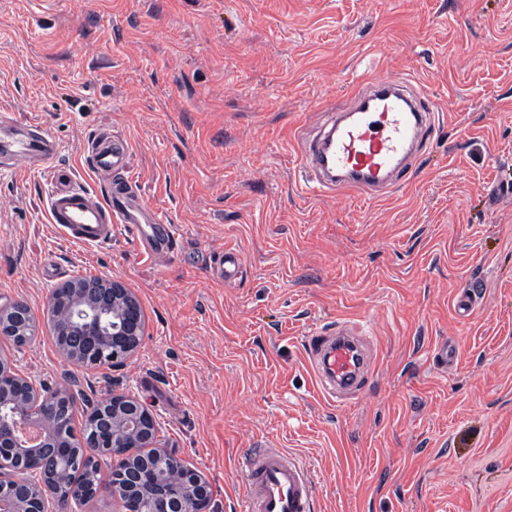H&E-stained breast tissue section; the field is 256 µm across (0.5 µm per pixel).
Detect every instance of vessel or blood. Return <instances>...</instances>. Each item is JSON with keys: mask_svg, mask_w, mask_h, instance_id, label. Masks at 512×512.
Returning <instances> with one entry per match:
<instances>
[{"mask_svg": "<svg viewBox=\"0 0 512 512\" xmlns=\"http://www.w3.org/2000/svg\"><path fill=\"white\" fill-rule=\"evenodd\" d=\"M351 118L334 120L319 138L298 146L303 168L314 175L318 190L357 189L372 193L396 185L409 170L423 136L439 119L433 104L407 95L394 78L370 81L350 104ZM8 112L0 126H20ZM21 137L0 144L14 171H35L37 163L53 161L59 148L36 122L28 121ZM86 162L101 180L129 169L128 145L111 133L99 132L87 141ZM49 222L68 240L103 247L111 244L116 225L129 227L148 255L162 256L173 248L175 227L140 200L133 181L123 192L106 189L96 198L82 186L57 189L47 198ZM306 355L327 399L361 393L374 374L375 359L362 326L339 321L305 338ZM244 476V512H312L313 485L308 468L281 449L267 444L246 451L240 462Z\"/></svg>", "mask_w": 512, "mask_h": 512, "instance_id": "1", "label": "vessel or blood"}]
</instances>
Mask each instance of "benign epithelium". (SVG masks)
<instances>
[{
    "label": "benign epithelium",
    "mask_w": 512,
    "mask_h": 512,
    "mask_svg": "<svg viewBox=\"0 0 512 512\" xmlns=\"http://www.w3.org/2000/svg\"><path fill=\"white\" fill-rule=\"evenodd\" d=\"M75 297L69 316L57 325L60 336L70 337L71 353L112 350L110 362L131 356L145 332V317L136 298L116 280L103 278L72 282ZM28 397L10 409L0 400V512H45L42 483L29 477V458L40 455L39 477L51 476L59 512L101 492L116 491L112 479L131 489L152 487L143 504L121 497L123 512H210L208 481L180 456L161 450L159 427L153 413L134 398L109 392L91 399L73 384L50 387L16 376ZM83 418L76 435L74 416ZM77 447L97 459L113 460L111 476L84 481L59 469L60 459ZM148 450L151 462L126 469L130 458Z\"/></svg>",
    "instance_id": "1"
}]
</instances>
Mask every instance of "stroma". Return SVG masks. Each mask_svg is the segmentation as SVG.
Returning a JSON list of instances; mask_svg holds the SVG:
<instances>
[{
  "instance_id": "obj_1",
  "label": "stroma",
  "mask_w": 512,
  "mask_h": 512,
  "mask_svg": "<svg viewBox=\"0 0 512 512\" xmlns=\"http://www.w3.org/2000/svg\"><path fill=\"white\" fill-rule=\"evenodd\" d=\"M391 76L442 110L415 166L375 198L310 191L298 141ZM1 112L61 151L0 170V304L36 321L23 348L0 336L20 373L136 398L213 512H244L238 460L260 441L310 467L315 512H512V0H0ZM102 127L176 224L169 256L120 225L93 247L49 223L51 188L101 191L84 143ZM227 248L231 284L214 273ZM90 276L146 319L109 371L63 356L49 324L51 292ZM340 318L376 370L339 405L304 339Z\"/></svg>"
}]
</instances>
